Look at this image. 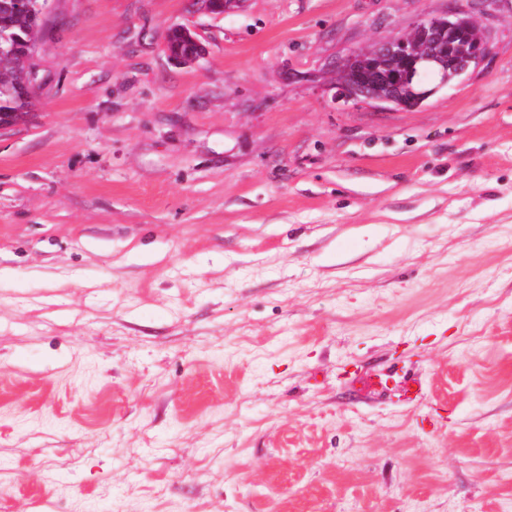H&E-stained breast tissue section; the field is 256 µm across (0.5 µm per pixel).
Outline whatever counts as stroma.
<instances>
[{"instance_id": "obj_1", "label": "stroma", "mask_w": 512, "mask_h": 512, "mask_svg": "<svg viewBox=\"0 0 512 512\" xmlns=\"http://www.w3.org/2000/svg\"><path fill=\"white\" fill-rule=\"evenodd\" d=\"M454 6L52 0L0 131V512H501L512 0L418 107L334 85ZM194 34L188 31L187 29H169L166 35V40L171 48L174 50L179 51L180 55L183 58L188 57L190 54L194 53L195 50V44L193 42ZM194 41L196 43V49L199 52V54L202 53L203 47L201 42L198 40V38H194ZM169 46L168 51L170 54L175 57L174 50L170 49Z\"/></svg>"}]
</instances>
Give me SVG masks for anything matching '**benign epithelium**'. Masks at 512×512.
Returning a JSON list of instances; mask_svg holds the SVG:
<instances>
[{"label":"benign epithelium","mask_w":512,"mask_h":512,"mask_svg":"<svg viewBox=\"0 0 512 512\" xmlns=\"http://www.w3.org/2000/svg\"><path fill=\"white\" fill-rule=\"evenodd\" d=\"M467 32L457 51L448 36ZM491 43L459 9L444 16L424 15L406 37L353 53L339 67L341 94L356 103L375 102L413 108L442 87L479 66Z\"/></svg>","instance_id":"1"}]
</instances>
